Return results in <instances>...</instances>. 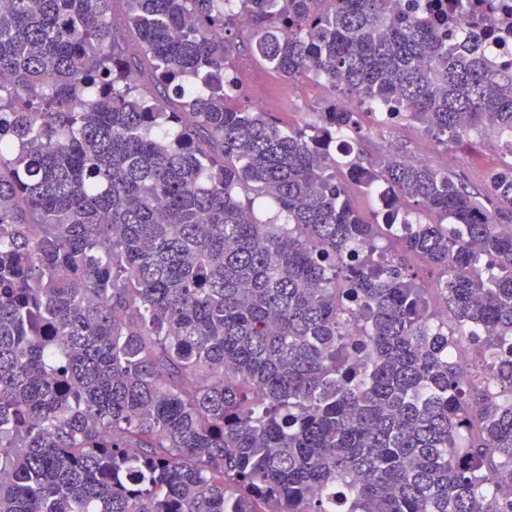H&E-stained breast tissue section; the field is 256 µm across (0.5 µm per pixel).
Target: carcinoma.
Returning a JSON list of instances; mask_svg holds the SVG:
<instances>
[{"label":"carcinoma","instance_id":"cac0c4a2","mask_svg":"<svg viewBox=\"0 0 512 512\" xmlns=\"http://www.w3.org/2000/svg\"><path fill=\"white\" fill-rule=\"evenodd\" d=\"M470 9L0 0V512H512V68ZM244 50L349 104L240 107ZM364 103L500 166L356 153Z\"/></svg>","mask_w":512,"mask_h":512}]
</instances>
